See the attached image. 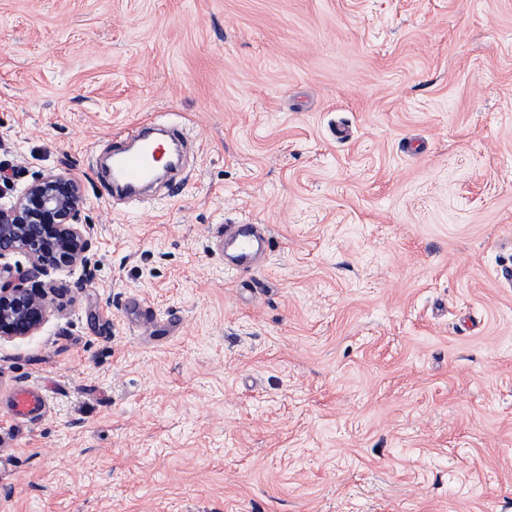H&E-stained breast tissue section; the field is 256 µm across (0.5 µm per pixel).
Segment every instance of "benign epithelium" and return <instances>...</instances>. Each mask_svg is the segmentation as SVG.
Wrapping results in <instances>:
<instances>
[{
    "label": "benign epithelium",
    "mask_w": 512,
    "mask_h": 512,
    "mask_svg": "<svg viewBox=\"0 0 512 512\" xmlns=\"http://www.w3.org/2000/svg\"><path fill=\"white\" fill-rule=\"evenodd\" d=\"M84 204L80 182L66 171L43 174L0 204V260L23 253L31 264L15 280L0 264V340L33 336L47 321L54 288L38 277L77 267L90 276L93 226L80 223Z\"/></svg>",
    "instance_id": "benign-epithelium-1"
}]
</instances>
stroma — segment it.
I'll return each mask as SVG.
<instances>
[{"instance_id":"stroma-1","label":"stroma","mask_w":512,"mask_h":512,"mask_svg":"<svg viewBox=\"0 0 512 512\" xmlns=\"http://www.w3.org/2000/svg\"><path fill=\"white\" fill-rule=\"evenodd\" d=\"M167 113L178 194L113 200ZM0 170L79 178L96 253L0 341V512H512V0H0ZM188 133L180 126L166 125L158 127L154 122H142L112 136V190L121 192V188H138L152 183L159 162L172 144L181 143ZM135 144L137 149L128 150ZM270 250V237L262 224H228L224 227L222 257L231 275L256 271ZM10 417L13 420L39 418L48 405L46 393L38 386L24 385L8 396Z\"/></svg>"}]
</instances>
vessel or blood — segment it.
Listing matches in <instances>:
<instances>
[{
  "label": "vessel or blood",
  "instance_id": "vessel-or-blood-1",
  "mask_svg": "<svg viewBox=\"0 0 512 512\" xmlns=\"http://www.w3.org/2000/svg\"><path fill=\"white\" fill-rule=\"evenodd\" d=\"M186 132L176 125L156 126L154 122L133 125L112 137V190L138 188L152 183L159 162L170 145L183 141ZM270 250V237L261 224H228L224 227L222 256L224 270L231 275L256 271ZM11 419L39 418L48 405L46 393L37 386L24 385L8 397Z\"/></svg>",
  "mask_w": 512,
  "mask_h": 512
}]
</instances>
